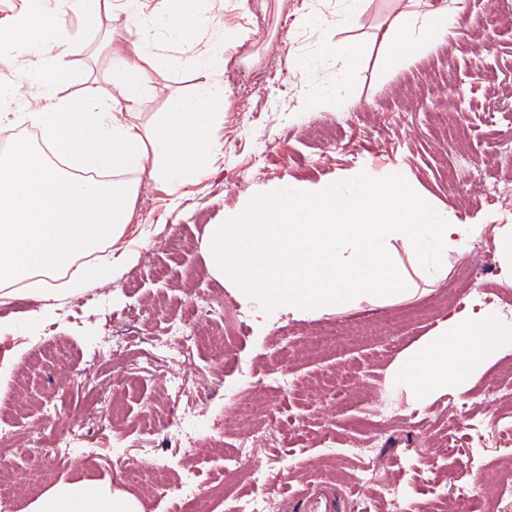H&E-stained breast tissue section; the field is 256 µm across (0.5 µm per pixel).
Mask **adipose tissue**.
Returning a JSON list of instances; mask_svg holds the SVG:
<instances>
[{
    "label": "adipose tissue",
    "mask_w": 512,
    "mask_h": 512,
    "mask_svg": "<svg viewBox=\"0 0 512 512\" xmlns=\"http://www.w3.org/2000/svg\"><path fill=\"white\" fill-rule=\"evenodd\" d=\"M175 38L199 46L200 57L215 48L203 40L205 17L199 7L181 4ZM47 0H28L22 15L0 21L8 37L38 73L34 107L14 116L17 124L39 128L43 144L15 139L0 155V298L23 291L43 300L42 315L62 295L82 293L111 280L118 257L105 267L86 268L69 276L80 259L112 250L131 221L139 189L137 176L149 172L164 184H185L212 166L217 152L213 123L224 115V95L209 68L199 69L194 97L181 100L162 117H144L148 74L123 45L109 42L112 68L119 77L115 93L104 97L86 80L80 97L63 95L72 73L48 68L54 50L80 52V44L49 28ZM456 9L431 0H408L381 33L383 57L389 66L411 58L451 34ZM512 320L497 310L460 318L439 326L395 363L390 379L422 405L447 392L497 359ZM42 512H123L124 503L100 497L91 489L61 491L42 501Z\"/></svg>",
    "instance_id": "ef3b65f1"
}]
</instances>
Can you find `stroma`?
I'll return each mask as SVG.
<instances>
[{
	"mask_svg": "<svg viewBox=\"0 0 512 512\" xmlns=\"http://www.w3.org/2000/svg\"><path fill=\"white\" fill-rule=\"evenodd\" d=\"M125 0L96 21H86L66 0H50L72 40L96 47L106 33L122 36L151 78L147 110L172 111L193 95L194 67L177 57L198 49L179 43L170 29L151 17L157 0H140L144 17L129 18ZM209 23L206 38L223 45L214 59L224 89V121L215 129L216 162L192 184L171 189L141 175L133 220L125 234L129 261L111 282L56 301L51 318H39L43 303L26 297L22 307L0 299V441L16 477L32 461L45 468L43 479L24 486L17 512H38L42 498L71 486H86L113 499H128L144 512H174L170 497L146 482L147 465L163 460L193 466L204 475L195 487L212 512H224L222 496L253 492L252 473L286 475L290 484L276 494L271 512H359L355 487L321 474L318 459L328 448L346 447L357 436L356 422L371 417L375 467L370 486L396 487L408 502H440L446 512H470L461 487L495 462L499 444L512 433V408L489 414L482 386L499 369L491 362L462 389H452L423 406L388 382L390 365L408 348L453 317L493 308L512 318V283L497 261L495 224L512 223V201L498 200L502 180L512 178V22L485 30V12L464 0L455 33L430 50L417 52L400 69L383 66L377 34L400 9L398 0H346L347 18L337 22L335 7L310 13L309 0H200ZM237 41L225 43V31ZM490 47H483V39ZM352 43L358 53L350 76H342L329 43ZM75 79L67 95L78 96L87 70L99 73L102 94L114 88L104 73L105 58L81 54L56 57ZM287 69L288 82L250 88L256 68ZM420 88L406 109L397 102L407 89ZM319 106L308 107L313 95ZM469 113L467 135L452 142L444 131L457 110ZM398 174L424 191L452 224L484 223L469 251L448 256V275L418 282L413 297L366 300L340 312L270 316L245 301L209 268L213 225L229 221L254 196L302 185L329 187L359 174ZM471 203L461 211L459 199ZM185 302L190 322L218 326L203 349L181 353L161 344L171 322L155 299ZM386 315L399 316L396 335L369 338L348 350L305 357L281 366L289 337L312 330L353 326ZM107 337L109 349L89 350ZM66 347L72 370L63 377L53 353ZM357 374L354 389L338 388L327 399L332 417L321 424L318 406L295 401L278 390L281 379L311 381ZM182 375L183 383L159 393L160 375ZM30 390L25 414L14 411L18 382ZM268 387L277 420L296 428L289 443H273L246 428L225 435L219 448L187 449L160 431L118 434L114 416L137 419L148 407L169 406L177 415L231 416L235 400L249 386ZM445 443L451 458L468 473L460 484L420 478L418 470L439 457ZM239 461L236 475L224 474V455ZM224 476L222 495L210 477Z\"/></svg>",
	"mask_w": 512,
	"mask_h": 512,
	"instance_id": "35a3bbf8",
	"label": "stroma"
}]
</instances>
